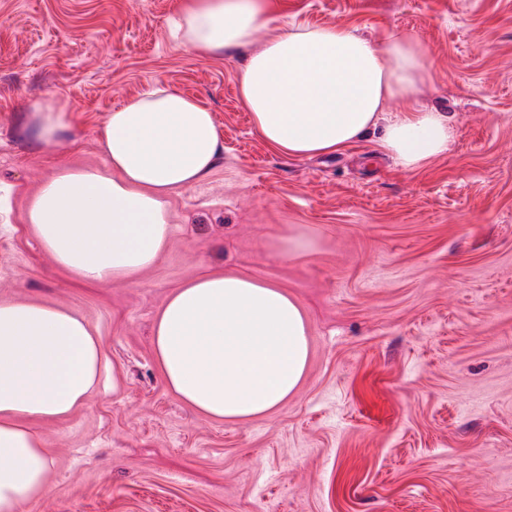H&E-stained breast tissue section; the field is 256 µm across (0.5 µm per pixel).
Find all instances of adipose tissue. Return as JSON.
<instances>
[{
  "label": "adipose tissue",
  "mask_w": 512,
  "mask_h": 512,
  "mask_svg": "<svg viewBox=\"0 0 512 512\" xmlns=\"http://www.w3.org/2000/svg\"><path fill=\"white\" fill-rule=\"evenodd\" d=\"M168 26L200 58L247 50L242 101L284 155L330 154L373 134L397 164L415 170L456 137L448 113L411 99L430 78L412 32L376 43L345 25L281 29L271 24V0H176ZM24 129L35 143L56 142L69 130L65 106L32 102ZM101 142L107 170L60 171L25 212L58 266L90 285L154 264L170 234L169 193L204 179L223 150L210 110L161 83L110 112ZM152 344L164 384L185 404L214 421H241L299 388L310 326L281 287L208 273L171 293ZM105 363L101 337L77 311L0 303V512H21L47 492L52 457L33 424L82 408Z\"/></svg>",
  "instance_id": "adipose-tissue-1"
}]
</instances>
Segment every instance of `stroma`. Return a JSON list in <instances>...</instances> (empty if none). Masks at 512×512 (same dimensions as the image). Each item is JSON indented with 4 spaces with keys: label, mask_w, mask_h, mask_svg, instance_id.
Listing matches in <instances>:
<instances>
[{
    "label": "stroma",
    "mask_w": 512,
    "mask_h": 512,
    "mask_svg": "<svg viewBox=\"0 0 512 512\" xmlns=\"http://www.w3.org/2000/svg\"><path fill=\"white\" fill-rule=\"evenodd\" d=\"M274 4L277 26L413 32L431 70L413 99L453 114L447 154L414 171L372 139L279 154L243 105L242 55L170 39L175 0H0V302L78 311L108 358L85 407L36 423L52 482L22 512H512V0ZM158 82L213 112L224 151L171 193L149 269L81 283L28 201L62 169L106 167L109 112ZM47 96L71 128L38 146L19 121ZM285 238L303 249L279 256ZM222 271L279 285L310 321L302 385L261 418H204L153 353L169 294Z\"/></svg>",
    "instance_id": "35a3bbf8"
}]
</instances>
